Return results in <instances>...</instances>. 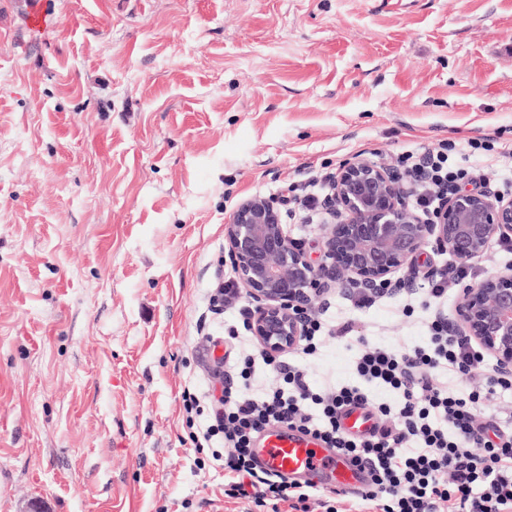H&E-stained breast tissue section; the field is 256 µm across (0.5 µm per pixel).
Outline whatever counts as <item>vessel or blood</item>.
<instances>
[{"mask_svg": "<svg viewBox=\"0 0 512 512\" xmlns=\"http://www.w3.org/2000/svg\"><path fill=\"white\" fill-rule=\"evenodd\" d=\"M343 429L354 436L369 435L375 420L366 409L352 408L341 418ZM255 456L264 468L287 475L290 480L319 484L347 494L366 488L364 472L350 466L334 449L295 430L278 425L264 429L258 436Z\"/></svg>", "mask_w": 512, "mask_h": 512, "instance_id": "vessel-or-blood-1", "label": "vessel or blood"}]
</instances>
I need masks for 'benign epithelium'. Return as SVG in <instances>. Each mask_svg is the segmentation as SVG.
<instances>
[{
	"instance_id": "1",
	"label": "benign epithelium",
	"mask_w": 512,
	"mask_h": 512,
	"mask_svg": "<svg viewBox=\"0 0 512 512\" xmlns=\"http://www.w3.org/2000/svg\"><path fill=\"white\" fill-rule=\"evenodd\" d=\"M413 188L397 168L362 154L336 171L324 209L323 260L313 263L282 224L270 199L241 202L224 225V249L253 308L251 330L262 351L278 355L303 335L298 313L339 287L350 293L398 292L416 282L402 275L433 246L462 266L481 261L495 242L512 241V196L463 188L428 224L411 203ZM448 330L466 339L493 370L512 377V266L460 284Z\"/></svg>"
}]
</instances>
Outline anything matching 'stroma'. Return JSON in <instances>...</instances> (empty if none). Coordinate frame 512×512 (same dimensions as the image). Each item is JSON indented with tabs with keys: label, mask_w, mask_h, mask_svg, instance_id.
<instances>
[{
	"label": "stroma",
	"mask_w": 512,
	"mask_h": 512,
	"mask_svg": "<svg viewBox=\"0 0 512 512\" xmlns=\"http://www.w3.org/2000/svg\"><path fill=\"white\" fill-rule=\"evenodd\" d=\"M443 141L512 194V0H0V512H253L182 401L250 347L224 341L238 311H208L226 220ZM453 263L317 311L424 343ZM353 357L327 340L311 384L353 382ZM450 281L448 273H439L434 275V279L429 282L426 299L421 302L425 310H429L432 305L440 303L448 295Z\"/></svg>",
	"instance_id": "obj_1"
}]
</instances>
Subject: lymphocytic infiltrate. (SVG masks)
<instances>
[{"label": "lymphocytic infiltrate", "instance_id": "obj_1", "mask_svg": "<svg viewBox=\"0 0 512 512\" xmlns=\"http://www.w3.org/2000/svg\"><path fill=\"white\" fill-rule=\"evenodd\" d=\"M423 212L471 174L455 167L447 145L402 155ZM424 344L397 348L361 341L353 369L357 381L325 391L314 389L302 365L276 363L280 387L254 392L253 360H245L239 380H226L211 403L212 423L190 433L195 450L223 436L224 496L246 500L270 512H308L324 491L261 469L253 455L255 437L272 424L310 434L355 464L367 465L371 484L347 500L348 512H512V437L493 421H479L480 395L450 388L447 373H482L480 359L448 331L439 315L426 323ZM393 395L373 399L372 389ZM318 413H311V406ZM369 409L375 431L366 438L347 435L341 416L351 406Z\"/></svg>", "mask_w": 512, "mask_h": 512}]
</instances>
